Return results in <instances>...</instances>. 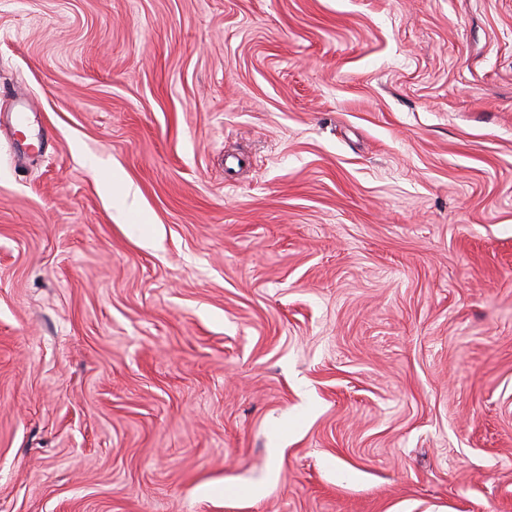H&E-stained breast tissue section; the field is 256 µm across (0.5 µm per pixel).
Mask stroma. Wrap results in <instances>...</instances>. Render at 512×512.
Segmentation results:
<instances>
[{
    "label": "stroma",
    "instance_id": "obj_1",
    "mask_svg": "<svg viewBox=\"0 0 512 512\" xmlns=\"http://www.w3.org/2000/svg\"><path fill=\"white\" fill-rule=\"evenodd\" d=\"M0 512H512V0H0Z\"/></svg>",
    "mask_w": 512,
    "mask_h": 512
}]
</instances>
